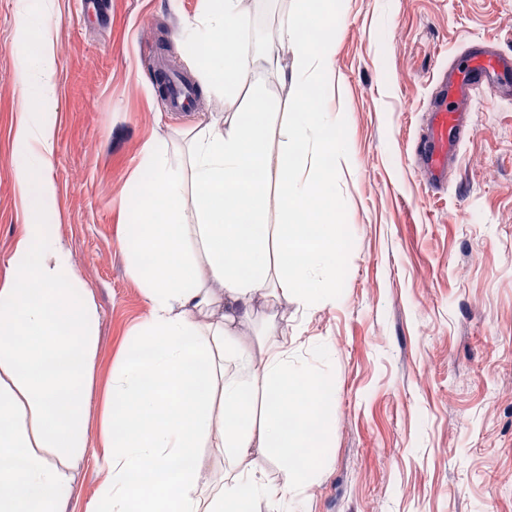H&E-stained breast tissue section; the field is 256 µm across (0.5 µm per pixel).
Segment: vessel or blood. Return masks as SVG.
I'll use <instances>...</instances> for the list:
<instances>
[{
  "label": "vessel or blood",
  "instance_id": "1",
  "mask_svg": "<svg viewBox=\"0 0 512 512\" xmlns=\"http://www.w3.org/2000/svg\"><path fill=\"white\" fill-rule=\"evenodd\" d=\"M470 59L467 70L453 69L439 76L438 92L428 103L430 120L414 165L435 189L447 183L448 170L456 162L459 147L470 130L465 101L485 87H496L506 95L512 93V54L496 52L490 44L478 41L471 46ZM193 93L189 80L171 75L164 105L171 112L189 111Z\"/></svg>",
  "mask_w": 512,
  "mask_h": 512
}]
</instances>
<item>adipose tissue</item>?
<instances>
[{
    "mask_svg": "<svg viewBox=\"0 0 512 512\" xmlns=\"http://www.w3.org/2000/svg\"><path fill=\"white\" fill-rule=\"evenodd\" d=\"M309 36L284 25L252 49L229 38L243 0H214L185 21L182 39L206 47L205 89L250 85L253 119L226 113L191 139L187 167L168 146L144 144L137 174L150 199L128 196L121 246L147 317L100 382L99 311L76 272L56 212L50 176L55 151L58 60L48 10L26 0L14 41L23 103L12 130L15 193L24 220L0 272V512H68L76 469L98 453L101 482L86 512H296L290 487L306 484L327 457V390L333 348L315 345L316 363L284 349L254 352L244 332L258 298L296 294L315 305L336 297L342 244L336 235V170L346 151L338 113L316 101L336 76L334 0H301ZM293 53L297 66L280 60ZM291 84L295 106L288 150L273 154L262 82ZM318 160L306 174L304 158ZM194 193L187 223L185 193ZM281 223H265L269 197ZM235 372H226L225 361ZM263 388V412L248 401ZM218 449L224 474L204 471L201 452ZM278 450L274 484L249 462Z\"/></svg>",
    "mask_w": 512,
    "mask_h": 512,
    "instance_id": "1",
    "label": "adipose tissue"
}]
</instances>
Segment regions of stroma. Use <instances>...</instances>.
<instances>
[{"label":"stroma","instance_id":"35a3bbf8","mask_svg":"<svg viewBox=\"0 0 512 512\" xmlns=\"http://www.w3.org/2000/svg\"><path fill=\"white\" fill-rule=\"evenodd\" d=\"M59 61V232L100 313L101 376L147 310L119 241L143 145L166 140L187 164L193 133L251 92L197 95L191 111L159 104L158 53L192 81L198 56L181 21L208 0H104L107 24L81 0H52ZM19 0H0V269L22 222L10 130L22 94L13 42ZM336 80L323 93L348 144L336 162L344 258L339 301L261 299L256 331L294 358L324 339L335 351L331 454L297 487V512H512V97L469 101L472 134L447 186L411 164L438 72L472 40L512 52V0H336ZM294 0H251L238 38L260 47L295 15ZM269 148H288L292 86L268 78Z\"/></svg>","mask_w":512,"mask_h":512}]
</instances>
